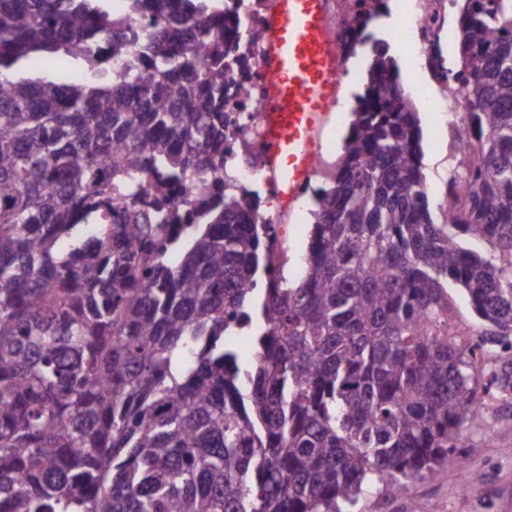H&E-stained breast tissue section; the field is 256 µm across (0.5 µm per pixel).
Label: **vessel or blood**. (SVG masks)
<instances>
[{
  "label": "vessel or blood",
  "instance_id": "1",
  "mask_svg": "<svg viewBox=\"0 0 512 512\" xmlns=\"http://www.w3.org/2000/svg\"><path fill=\"white\" fill-rule=\"evenodd\" d=\"M261 66L268 75L263 138L278 172L277 197L289 208L314 173L316 131L339 95L343 61L327 25L325 0H276Z\"/></svg>",
  "mask_w": 512,
  "mask_h": 512
}]
</instances>
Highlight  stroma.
<instances>
[{
    "label": "stroma",
    "mask_w": 512,
    "mask_h": 512,
    "mask_svg": "<svg viewBox=\"0 0 512 512\" xmlns=\"http://www.w3.org/2000/svg\"><path fill=\"white\" fill-rule=\"evenodd\" d=\"M462 112L433 114L422 129V167L430 190L434 215L446 209L449 154L448 127L465 122ZM348 123L328 113L318 130L325 163L313 176L312 187L328 186L342 156ZM312 217L309 208L285 212L280 228L283 254L296 264L306 251ZM461 451L476 478L463 484L456 461H449L436 477L413 479L403 494L369 491L358 504L359 512H512V395L490 392L482 413L460 428Z\"/></svg>",
    "instance_id": "stroma-1"
}]
</instances>
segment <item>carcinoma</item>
<instances>
[{"instance_id": "obj_1", "label": "carcinoma", "mask_w": 512, "mask_h": 512, "mask_svg": "<svg viewBox=\"0 0 512 512\" xmlns=\"http://www.w3.org/2000/svg\"><path fill=\"white\" fill-rule=\"evenodd\" d=\"M0 0V512H357L432 478L512 344V0H455L470 148L432 218L370 40L303 272L224 178L226 0ZM90 76H28L32 58ZM179 263L170 261L171 254ZM483 329L450 339L448 288ZM255 327L249 362L224 342ZM512 392V362L485 388Z\"/></svg>"}]
</instances>
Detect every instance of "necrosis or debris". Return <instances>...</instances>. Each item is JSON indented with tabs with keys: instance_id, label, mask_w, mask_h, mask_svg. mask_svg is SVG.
Returning <instances> with one entry per match:
<instances>
[{
	"instance_id": "1",
	"label": "necrosis or debris",
	"mask_w": 512,
	"mask_h": 512,
	"mask_svg": "<svg viewBox=\"0 0 512 512\" xmlns=\"http://www.w3.org/2000/svg\"><path fill=\"white\" fill-rule=\"evenodd\" d=\"M275 0H237L249 34L242 38L236 53L238 62L224 79V109L236 113L239 121L224 131V165L230 168L235 185L246 192L256 221L275 224L279 215L262 210V200L273 192L268 171L261 125V110L267 76L261 67L264 52V30ZM380 8L379 0H328L329 21L334 29L335 44L345 62L343 76L355 78L352 66L365 46L363 21ZM452 10L450 0H406L404 32L418 57L414 91L437 104L440 111L458 110L473 90L453 77L443 76L437 59L436 41L441 38Z\"/></svg>"
}]
</instances>
